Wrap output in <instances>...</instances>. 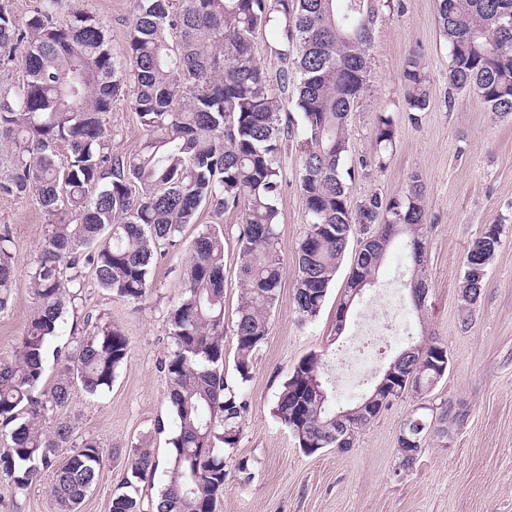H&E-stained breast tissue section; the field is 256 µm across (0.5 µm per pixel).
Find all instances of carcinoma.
<instances>
[{"mask_svg": "<svg viewBox=\"0 0 512 512\" xmlns=\"http://www.w3.org/2000/svg\"><path fill=\"white\" fill-rule=\"evenodd\" d=\"M67 0H40L18 20L0 0V69L19 75L0 95V157L7 173L0 196L38 197L47 224L27 271L34 309L14 358L0 363V429L9 448L0 471L15 493L53 470L50 494L59 512H76L100 482L104 449L93 440L74 447L71 426L45 427L70 403L78 384L96 395L112 387L131 341L119 326L84 317L54 384L41 388L48 345L63 314L82 301L87 278L138 302L154 287L157 260L179 247L200 209L237 212L240 293L233 326L236 380L224 377V230L203 227L190 242L177 301L167 310L171 350L161 362L169 388L172 432L159 461L145 444L129 451L125 491L109 512H217L225 467L237 447L247 410L244 385L269 330L284 263L279 248L277 164L283 136L300 125L299 191L309 216L299 243L293 301L302 321L319 316L351 238L375 239L359 252L352 279L373 283L390 243L412 240L421 265L425 187L411 177L405 198L372 194L350 203L345 167L348 116L371 73L374 0H130L123 58L109 47L102 23ZM439 33L448 44V84L476 95L496 116L512 114V0H435ZM270 31L267 51L284 64L271 82L256 59L253 37ZM410 112L429 106L419 58L403 71ZM299 120L282 116L288 88ZM127 92L145 137L132 156L112 148L108 115ZM395 128L379 115V150L362 166L384 167ZM138 186V195L132 187ZM502 224H487L466 256L461 287L480 295L501 244ZM16 283L15 243L0 230V313L10 309ZM435 341L407 355L413 391L437 382ZM323 354L293 368L272 408L301 448L336 447V412L321 376ZM465 413L450 405L420 415L416 434L443 433ZM162 472L158 496L147 502L138 485Z\"/></svg>", "mask_w": 512, "mask_h": 512, "instance_id": "cac0c4a2", "label": "carcinoma"}]
</instances>
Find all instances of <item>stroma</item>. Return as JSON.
I'll use <instances>...</instances> for the list:
<instances>
[{
  "mask_svg": "<svg viewBox=\"0 0 512 512\" xmlns=\"http://www.w3.org/2000/svg\"><path fill=\"white\" fill-rule=\"evenodd\" d=\"M404 10L377 0L373 28L371 75L367 90L348 117L349 153L354 168L351 201L379 194L404 198L411 176L425 186L424 233L426 306L416 312L405 286L398 304L408 334L387 343L366 374L372 387L401 347L436 337L448 352L450 366L426 399L404 394L359 431L348 452L324 448L303 453L292 433L272 414L289 373L311 352L323 353V377L336 390V361L352 344L365 322L384 321V296L395 266L409 267V245L397 238L348 318L336 331V306L358 255L350 242L328 290L319 317L300 322L293 304L295 255L308 217L299 193L300 160L295 139L282 143L279 164L282 187L280 250L284 274L269 333L244 387L247 412L233 457L226 468L224 494L217 512H512V115L497 117L468 93L449 94V49L439 34L435 0H404ZM103 22L115 55H122L129 35V0H80ZM418 55L429 80L428 108L411 116L405 105L403 71ZM391 114L395 138L384 168H361L374 156L375 126L380 114ZM114 144L135 153L144 131L129 103L116 99L109 115ZM220 223L224 230V306L234 321L238 303V213L214 216L201 209L187 236L199 226ZM505 226L501 246L487 269L481 295L464 313L459 285L471 242L488 224ZM45 215L38 199L0 197V228L16 244V288L10 310L0 314V362L10 361L33 308L27 269L45 234ZM187 262L186 251L169 253L155 267L154 286L137 303L96 286L84 290V309L112 321L129 336L131 350L109 391L92 396L74 388L69 405L56 411L70 423L74 441L93 439L109 455L99 484L79 512H108L127 472L128 453L148 442L166 456L169 421L168 380L160 368L170 340L166 312L178 298ZM443 403L463 406V422L441 438L425 434L413 468L400 465L397 437L403 422L419 406ZM51 471H43L23 498L0 472V512H58L49 492Z\"/></svg>",
  "mask_w": 512,
  "mask_h": 512,
  "instance_id": "stroma-1",
  "label": "stroma"
}]
</instances>
